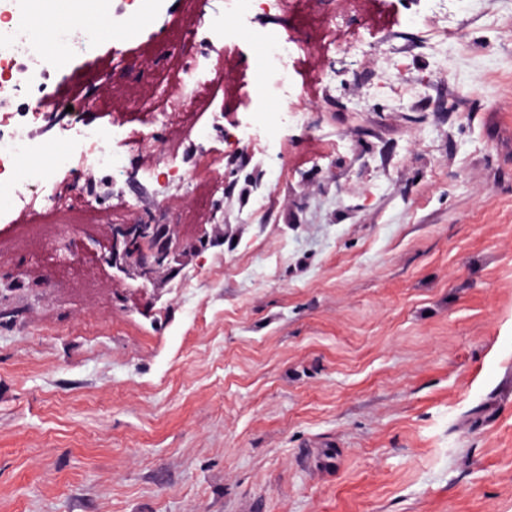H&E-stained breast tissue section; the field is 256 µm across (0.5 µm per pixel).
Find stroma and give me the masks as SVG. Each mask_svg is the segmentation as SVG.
I'll list each match as a JSON object with an SVG mask.
<instances>
[{
    "label": "stroma",
    "instance_id": "1",
    "mask_svg": "<svg viewBox=\"0 0 512 512\" xmlns=\"http://www.w3.org/2000/svg\"><path fill=\"white\" fill-rule=\"evenodd\" d=\"M153 28L60 59L108 123L177 91L199 0H146ZM328 58L304 38L303 122L234 145L253 52L226 51L215 104L155 138L203 177L159 190L74 178L93 208L0 224V512H512V0H334ZM396 38L402 58L365 50ZM105 81H97L100 73ZM166 224L169 265L120 272L119 222ZM90 234L73 257L59 225Z\"/></svg>",
    "mask_w": 512,
    "mask_h": 512
}]
</instances>
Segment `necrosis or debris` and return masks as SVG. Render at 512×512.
<instances>
[{"mask_svg":"<svg viewBox=\"0 0 512 512\" xmlns=\"http://www.w3.org/2000/svg\"><path fill=\"white\" fill-rule=\"evenodd\" d=\"M284 6L285 0H221L220 7L201 13L198 28L211 53L219 56L225 47L241 40L270 42V34L255 29L253 20L259 13L278 14ZM25 24L22 13L0 18V64L8 69L7 75H0V91L13 102L12 108L0 112L1 224L12 223L18 212L71 207L69 180L79 171L122 175L130 152L158 149L154 130L164 126L172 114L179 112L186 122L194 121L191 107L210 81L207 58H186L178 72V92L164 105L141 113L139 128H127L120 120L109 127L97 125L80 113L67 111L64 100L49 92V83L60 75L58 69L48 64L34 66L31 48L13 43L12 33ZM277 42L270 57L253 69L255 109L248 120L238 124L235 143L251 141L264 130L272 100L288 103L287 110L277 117L281 128L304 118L300 94L288 80L290 67L304 44L288 37ZM51 114L57 117L52 135L36 138V129Z\"/></svg>","mask_w":512,"mask_h":512,"instance_id":"necrosis-or-debris-1","label":"necrosis or debris"}]
</instances>
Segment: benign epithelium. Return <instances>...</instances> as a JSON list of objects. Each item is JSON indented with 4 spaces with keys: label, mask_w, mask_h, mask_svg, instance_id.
Segmentation results:
<instances>
[{
    "label": "benign epithelium",
    "mask_w": 512,
    "mask_h": 512,
    "mask_svg": "<svg viewBox=\"0 0 512 512\" xmlns=\"http://www.w3.org/2000/svg\"><path fill=\"white\" fill-rule=\"evenodd\" d=\"M175 251L166 227L148 232L141 224H120L112 233V255L142 269H151L170 260Z\"/></svg>",
    "instance_id": "1"
}]
</instances>
